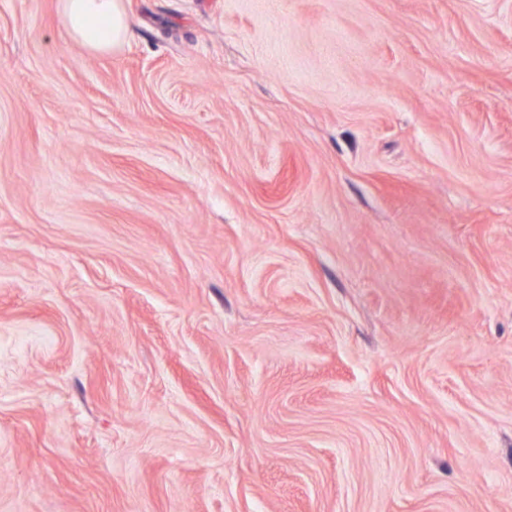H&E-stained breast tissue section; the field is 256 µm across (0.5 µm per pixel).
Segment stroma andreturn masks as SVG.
I'll list each match as a JSON object with an SVG mask.
<instances>
[{
	"mask_svg": "<svg viewBox=\"0 0 512 512\" xmlns=\"http://www.w3.org/2000/svg\"><path fill=\"white\" fill-rule=\"evenodd\" d=\"M0 0V512H512V0ZM68 33L90 53H105L129 37L124 0H60Z\"/></svg>",
	"mask_w": 512,
	"mask_h": 512,
	"instance_id": "1",
	"label": "stroma"
}]
</instances>
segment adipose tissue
Segmentation results:
<instances>
[{"label":"adipose tissue","mask_w":512,"mask_h":512,"mask_svg":"<svg viewBox=\"0 0 512 512\" xmlns=\"http://www.w3.org/2000/svg\"><path fill=\"white\" fill-rule=\"evenodd\" d=\"M68 33L88 52L105 53L129 37L124 0H60Z\"/></svg>","instance_id":"1"}]
</instances>
